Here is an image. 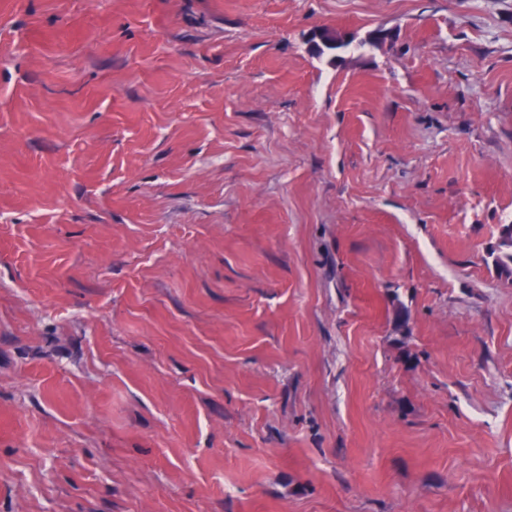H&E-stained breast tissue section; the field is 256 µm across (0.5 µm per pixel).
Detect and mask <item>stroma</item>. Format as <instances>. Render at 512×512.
Segmentation results:
<instances>
[{
	"label": "stroma",
	"instance_id": "obj_1",
	"mask_svg": "<svg viewBox=\"0 0 512 512\" xmlns=\"http://www.w3.org/2000/svg\"><path fill=\"white\" fill-rule=\"evenodd\" d=\"M509 222L512 0H0V512H512ZM488 255L500 275L512 278V224L499 226L498 241Z\"/></svg>",
	"mask_w": 512,
	"mask_h": 512
}]
</instances>
